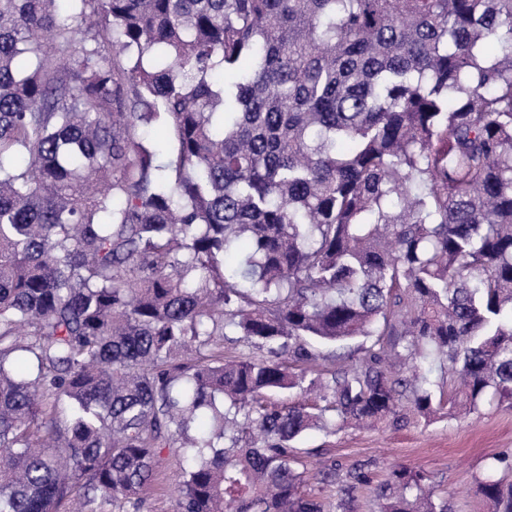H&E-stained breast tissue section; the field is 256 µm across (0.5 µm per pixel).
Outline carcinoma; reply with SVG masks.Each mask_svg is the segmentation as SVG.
Instances as JSON below:
<instances>
[{"mask_svg":"<svg viewBox=\"0 0 512 512\" xmlns=\"http://www.w3.org/2000/svg\"><path fill=\"white\" fill-rule=\"evenodd\" d=\"M57 2L0 0V512H139L164 452L174 512H326L312 425L512 400V0Z\"/></svg>","mask_w":512,"mask_h":512,"instance_id":"cac0c4a2","label":"carcinoma"}]
</instances>
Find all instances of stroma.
<instances>
[{
    "label": "stroma",
    "instance_id": "35a3bbf8",
    "mask_svg": "<svg viewBox=\"0 0 512 512\" xmlns=\"http://www.w3.org/2000/svg\"><path fill=\"white\" fill-rule=\"evenodd\" d=\"M295 445L315 450L318 460L333 461L346 469L367 464L374 483L356 492L351 512H378L373 486L396 466L432 474L448 490L449 512H489L478 483L492 456L512 451V404H486L465 419L444 416L402 428L388 422L348 426L329 438L313 428ZM178 473L175 458L162 455L155 469L158 482L147 490L140 512H174Z\"/></svg>",
    "mask_w": 512,
    "mask_h": 512
}]
</instances>
